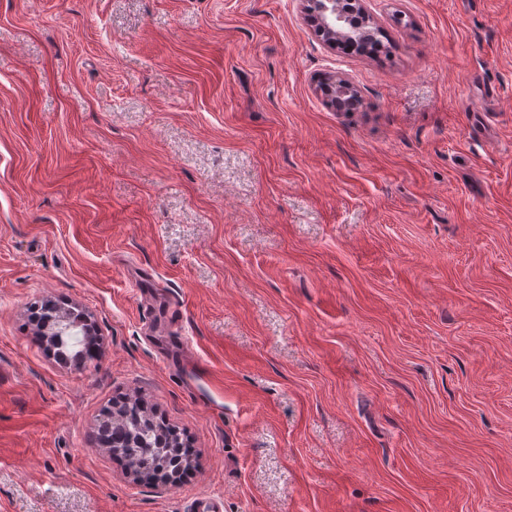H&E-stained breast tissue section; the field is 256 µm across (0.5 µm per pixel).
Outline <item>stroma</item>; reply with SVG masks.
Wrapping results in <instances>:
<instances>
[{
	"label": "stroma",
	"instance_id": "35a3bbf8",
	"mask_svg": "<svg viewBox=\"0 0 512 512\" xmlns=\"http://www.w3.org/2000/svg\"><path fill=\"white\" fill-rule=\"evenodd\" d=\"M365 7L391 54L302 0H0V512H512V0ZM128 394L181 483L97 444ZM327 1H329L331 8L318 11L319 15L317 17L310 7L311 2L306 0L308 6L306 8L307 19L315 27V31L323 38L324 42L330 48L336 49V45L340 42L339 39L342 38L344 33L343 30L336 28V20L342 22V17L336 16V1ZM349 19L350 21H348ZM344 23V30L348 36V40L351 42V45L358 51L361 49H372L380 47L382 37L388 41L385 32L379 27H374L368 34H366L367 32L364 30V28L360 27L358 23H355L351 17L348 16ZM73 321L81 322L80 328L74 332L76 336L81 335V338L70 336L63 328H60L61 330H50L48 324L40 325L38 332L41 335L48 336V339H51V341L54 340L60 343L70 336L68 341L61 348H57L55 353L59 358L69 360L76 366H81V364L85 365L88 361L93 359V355L90 354V351L86 347L87 336H85V331L87 324L84 322V313L82 310H74Z\"/></svg>",
	"mask_w": 512,
	"mask_h": 512
}]
</instances>
